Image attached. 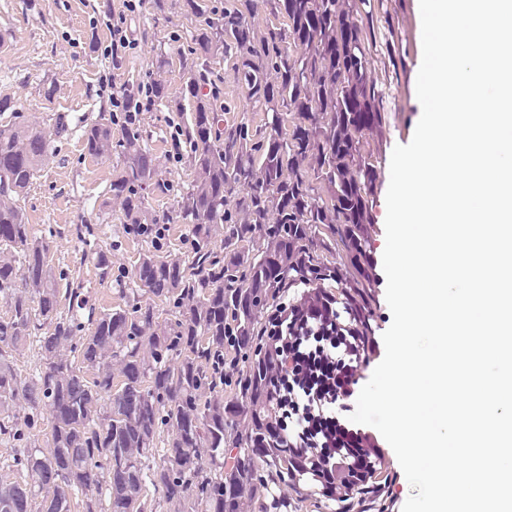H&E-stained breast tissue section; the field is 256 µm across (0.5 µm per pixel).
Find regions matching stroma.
Here are the masks:
<instances>
[{"label":"stroma","instance_id":"1","mask_svg":"<svg viewBox=\"0 0 512 512\" xmlns=\"http://www.w3.org/2000/svg\"><path fill=\"white\" fill-rule=\"evenodd\" d=\"M122 11L123 0H0V97L13 99L29 121L42 128L52 129L60 116L73 128L68 139L55 142L20 206L34 232L49 236L54 274L80 283L100 310L123 304L122 291L132 287L134 265L149 245L128 233L110 193L121 158L85 155L80 128L99 113L112 112L113 99L125 89L149 80L163 82L167 96L140 115L138 128L167 190L149 194L148 203L168 219L160 231L169 252L185 260L191 251L180 207L194 171L187 153H176L174 141L195 109L183 89L191 76L189 46L200 20L188 15L178 0H143L140 12L127 20L135 46L124 50L116 64L107 51V23ZM369 43V72L381 94L382 121L367 133L363 148L375 171L367 226V254L373 264L368 295L371 324L380 337L392 322L382 264L390 159L396 145L411 141L422 114L416 96L422 60L419 0H374ZM213 68L223 90L216 109L231 122L245 118L261 123L264 115L247 98L231 62L217 55ZM99 246L109 251L111 277H102L89 257L90 249ZM383 471L399 477L393 498H355L354 512H380L385 505L401 512L413 489L402 477L394 451H387ZM258 474L269 482L275 498L269 512L335 508L322 493L287 474L265 467Z\"/></svg>","mask_w":512,"mask_h":512}]
</instances>
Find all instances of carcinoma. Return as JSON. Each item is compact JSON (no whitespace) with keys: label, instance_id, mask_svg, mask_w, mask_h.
Returning <instances> with one entry per match:
<instances>
[{"label":"carcinoma","instance_id":"cac0c4a2","mask_svg":"<svg viewBox=\"0 0 512 512\" xmlns=\"http://www.w3.org/2000/svg\"><path fill=\"white\" fill-rule=\"evenodd\" d=\"M369 5L273 0L271 14L286 27L266 33L248 20L251 0H244L212 11L197 29L196 71L185 93L198 105L182 130L195 171L182 201L189 267L163 251L145 191L165 185L136 128L117 127L104 114L84 127L88 155L122 158L110 192L128 231L152 243L135 266L139 293L127 309L98 312L82 289L60 292L49 241L26 223L18 201L67 125L59 117L47 133L0 98V437L12 443L11 466L22 473L0 484V512H31L35 502L38 512H71L78 492L84 512H144L149 483L178 512H242L246 503L267 512L257 461L279 470L300 466L288 449L268 442L269 363L255 359L232 404L222 395L203 402L201 393L215 388L217 372L208 368L226 333L240 347L253 342L258 312L286 283L339 281L347 273L364 297L374 166L362 147L381 119L361 19ZM218 53L234 60L247 97L266 113L264 126L226 123L210 104L219 94L210 67ZM218 235L219 252L212 248ZM318 235L328 251L341 241L347 265L313 257ZM145 294L170 306L175 321H159L156 306L140 301ZM32 336L43 364L26 377L14 359ZM76 352L80 366L71 359ZM243 414L250 450L235 453L227 433ZM161 425L171 430L168 448L148 468ZM43 428L37 448L29 435Z\"/></svg>","mask_w":512,"mask_h":512}]
</instances>
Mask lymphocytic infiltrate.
I'll use <instances>...</instances> for the list:
<instances>
[{
	"instance_id": "lymphocytic-infiltrate-1",
	"label": "lymphocytic infiltrate",
	"mask_w": 512,
	"mask_h": 512,
	"mask_svg": "<svg viewBox=\"0 0 512 512\" xmlns=\"http://www.w3.org/2000/svg\"><path fill=\"white\" fill-rule=\"evenodd\" d=\"M272 363L268 393L277 446L305 460V472L336 503L380 471L384 448L350 421L365 371L380 354L370 321L322 291L272 310L263 328Z\"/></svg>"
}]
</instances>
